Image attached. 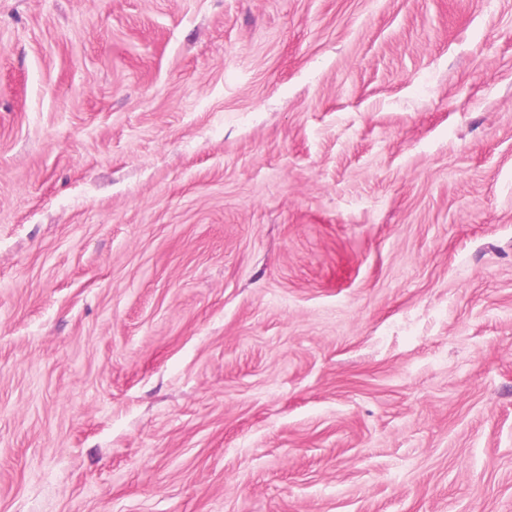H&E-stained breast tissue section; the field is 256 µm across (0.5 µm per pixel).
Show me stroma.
<instances>
[{
    "instance_id": "35a3bbf8",
    "label": "stroma",
    "mask_w": 512,
    "mask_h": 512,
    "mask_svg": "<svg viewBox=\"0 0 512 512\" xmlns=\"http://www.w3.org/2000/svg\"><path fill=\"white\" fill-rule=\"evenodd\" d=\"M0 512H512V0H0Z\"/></svg>"
}]
</instances>
